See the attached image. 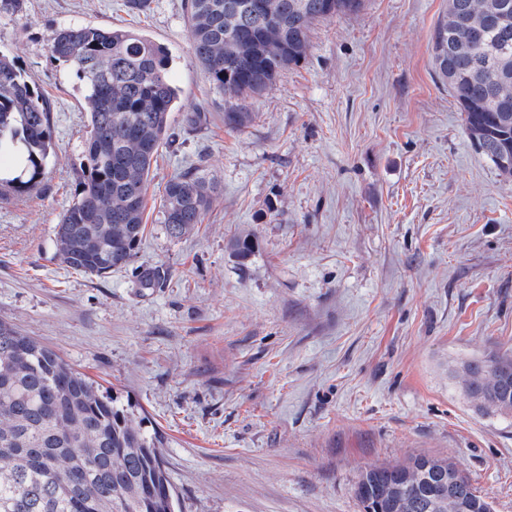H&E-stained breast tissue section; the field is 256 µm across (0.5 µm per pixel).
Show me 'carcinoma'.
<instances>
[{
  "label": "carcinoma",
  "instance_id": "cac0c4a2",
  "mask_svg": "<svg viewBox=\"0 0 512 512\" xmlns=\"http://www.w3.org/2000/svg\"><path fill=\"white\" fill-rule=\"evenodd\" d=\"M512 0H448L432 34L433 62L464 116L474 148L491 162L512 157ZM186 0L191 62L224 94V125L254 121L248 101L272 89L303 59L313 26L356 13L364 0ZM481 30L480 39L466 34ZM54 61L79 83L88 115L87 165L72 202L55 226L61 262L89 276L127 267L140 244L145 197L160 150L172 144L170 116L180 89L169 76L168 49L125 28L60 25L49 36ZM54 152L44 95L15 58L0 51V198L27 195L47 174ZM218 184L200 159L164 186L158 222L180 238L203 223ZM227 248L239 264L254 252L247 234ZM164 263L140 272L145 288H163ZM512 355L490 353L466 363L467 387L504 416L498 389L484 387ZM162 434L149 432L130 406L108 395L87 374L12 325L0 321V512H176L165 471ZM448 459L416 455L372 465L354 485L363 512H392L378 501V482L398 479L411 491L406 512H458L430 496L431 481ZM455 497L481 512L487 496L454 469Z\"/></svg>",
  "mask_w": 512,
  "mask_h": 512
}]
</instances>
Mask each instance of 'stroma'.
Here are the masks:
<instances>
[{
    "mask_svg": "<svg viewBox=\"0 0 512 512\" xmlns=\"http://www.w3.org/2000/svg\"><path fill=\"white\" fill-rule=\"evenodd\" d=\"M22 2L0 11V51L47 99L56 155L36 190L0 200V320L164 436L181 512H361L360 472L417 454L512 512V417L477 412L461 369L512 353V176L474 149L434 69L448 0H365L317 23L242 132L191 61L183 0ZM73 21L163 44L181 91L143 240L103 277L67 268L54 239L86 163L81 94L48 52ZM201 155L220 191L197 234L171 238L160 197ZM238 234L255 237L243 266ZM159 262L171 281L140 287Z\"/></svg>",
    "mask_w": 512,
    "mask_h": 512,
    "instance_id": "1",
    "label": "stroma"
}]
</instances>
